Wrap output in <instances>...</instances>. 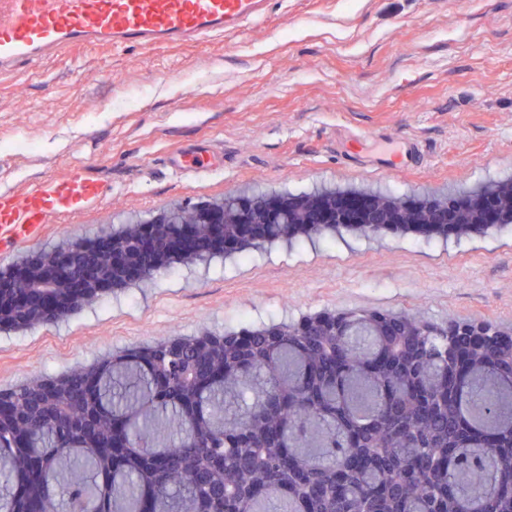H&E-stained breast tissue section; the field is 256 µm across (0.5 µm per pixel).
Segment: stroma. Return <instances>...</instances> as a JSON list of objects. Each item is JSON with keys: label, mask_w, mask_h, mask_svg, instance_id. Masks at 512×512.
Here are the masks:
<instances>
[{"label": "stroma", "mask_w": 512, "mask_h": 512, "mask_svg": "<svg viewBox=\"0 0 512 512\" xmlns=\"http://www.w3.org/2000/svg\"><path fill=\"white\" fill-rule=\"evenodd\" d=\"M74 167L111 197L0 250V269L236 190L430 202L512 180V0H273L234 36L80 46L0 79V190ZM359 310L512 330V225L179 260L55 323L0 330V390L180 337Z\"/></svg>", "instance_id": "stroma-1"}]
</instances>
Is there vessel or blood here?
<instances>
[{
  "instance_id": "1",
  "label": "vessel or blood",
  "mask_w": 512,
  "mask_h": 512,
  "mask_svg": "<svg viewBox=\"0 0 512 512\" xmlns=\"http://www.w3.org/2000/svg\"><path fill=\"white\" fill-rule=\"evenodd\" d=\"M269 0H0V75L81 45L155 47L235 35ZM96 177L69 171L24 192H0V238L27 239L51 217L107 197Z\"/></svg>"
}]
</instances>
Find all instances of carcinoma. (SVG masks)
Instances as JSON below:
<instances>
[{"label":"carcinoma","instance_id":"1","mask_svg":"<svg viewBox=\"0 0 512 512\" xmlns=\"http://www.w3.org/2000/svg\"><path fill=\"white\" fill-rule=\"evenodd\" d=\"M411 326L416 355L388 376L371 364L392 347L362 311L342 336H190L158 362L77 369L99 435L123 426L116 460L33 414L34 385L0 393L30 431L25 447L0 432V512H512V347L449 386L453 338ZM202 355L219 377L197 388ZM354 449L376 463L345 472Z\"/></svg>","mask_w":512,"mask_h":512}]
</instances>
